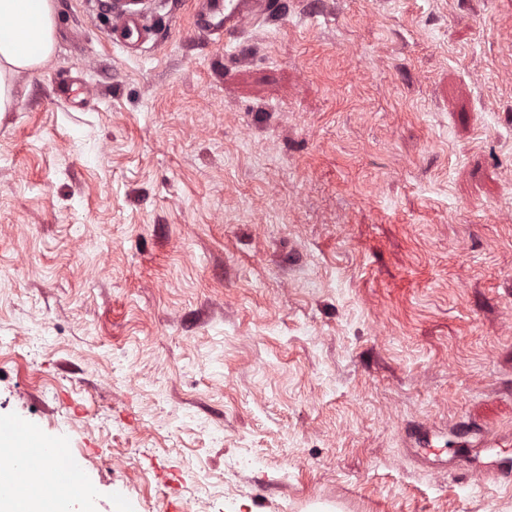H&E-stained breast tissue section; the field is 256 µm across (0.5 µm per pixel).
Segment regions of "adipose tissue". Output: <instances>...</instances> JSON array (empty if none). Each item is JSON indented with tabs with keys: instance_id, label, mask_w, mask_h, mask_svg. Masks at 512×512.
<instances>
[{
	"instance_id": "adipose-tissue-1",
	"label": "adipose tissue",
	"mask_w": 512,
	"mask_h": 512,
	"mask_svg": "<svg viewBox=\"0 0 512 512\" xmlns=\"http://www.w3.org/2000/svg\"><path fill=\"white\" fill-rule=\"evenodd\" d=\"M55 35L53 0H0V112L14 107L15 75L52 57Z\"/></svg>"
}]
</instances>
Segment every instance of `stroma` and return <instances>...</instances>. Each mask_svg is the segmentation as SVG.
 Segmentation results:
<instances>
[{"label":"stroma","mask_w":512,"mask_h":512,"mask_svg":"<svg viewBox=\"0 0 512 512\" xmlns=\"http://www.w3.org/2000/svg\"><path fill=\"white\" fill-rule=\"evenodd\" d=\"M120 3L53 0L0 114V418L98 512H512L478 451L512 441V0H285L227 43L150 0L130 51ZM138 5L140 3L126 4L120 12L116 13L109 34L112 43L133 50L146 41L147 17L143 7Z\"/></svg>","instance_id":"35a3bbf8"}]
</instances>
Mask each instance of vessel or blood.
I'll return each mask as SVG.
<instances>
[{
    "label": "vessel or blood",
    "mask_w": 512,
    "mask_h": 512,
    "mask_svg": "<svg viewBox=\"0 0 512 512\" xmlns=\"http://www.w3.org/2000/svg\"><path fill=\"white\" fill-rule=\"evenodd\" d=\"M283 9L282 0H198L192 29L194 35L212 40L240 37L248 27L273 20ZM147 28L143 9L130 4L114 16L109 37L114 44L134 49L145 42ZM3 434L27 442L26 450L0 457V500L11 501L13 512H26V493L31 487L47 489L46 512H63L65 491L91 493L89 481L61 443L43 442L36 436L33 426L18 420L0 423V435ZM482 447L500 454L498 460L483 467L482 478L512 486V465L507 462L512 451L503 447L501 439L491 433L485 434Z\"/></svg>",
    "instance_id": "b4317fda"
}]
</instances>
